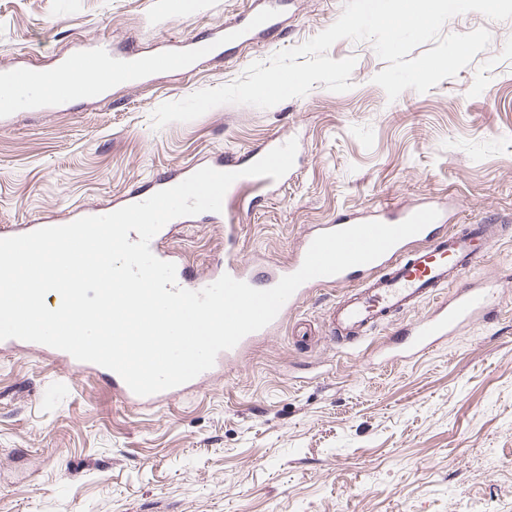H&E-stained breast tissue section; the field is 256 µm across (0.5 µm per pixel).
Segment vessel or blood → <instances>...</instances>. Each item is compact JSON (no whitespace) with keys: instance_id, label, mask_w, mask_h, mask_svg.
Wrapping results in <instances>:
<instances>
[{"instance_id":"vessel-or-blood-1","label":"vessel or blood","mask_w":512,"mask_h":512,"mask_svg":"<svg viewBox=\"0 0 512 512\" xmlns=\"http://www.w3.org/2000/svg\"><path fill=\"white\" fill-rule=\"evenodd\" d=\"M278 4L279 0H253L242 19L224 23L205 36H183L148 56L117 51L105 45L76 51L63 60L62 67L69 76L64 80L54 79V93L48 103L61 107L82 99L86 93L84 79L88 76L109 87L126 75L132 76L134 82L142 83L161 72H194L199 66L222 55L225 46L250 43L276 31L280 25ZM413 213L410 207L369 209L354 216L353 221L357 224L379 221L396 225ZM209 218L224 225V257L206 275L192 280L186 279L184 271H177L176 280L181 288L199 291L225 274L257 289L271 288L283 276L296 272L314 238L329 230L325 224L312 227L286 263L260 269L242 263L238 257V211L226 207L222 212L210 213ZM502 224V218L498 217L466 225L441 237L435 236L434 226H427L373 262L305 282L261 332L250 333L234 348L219 353L214 366L191 381L149 396H139L115 374L111 377L112 391L125 403L153 408L174 396L193 391L203 382L221 378L225 366L238 362L259 336L275 333L310 291L335 285L350 289L328 316L329 334L336 344L366 340L386 321L428 302L432 305L431 310L412 325L399 351L403 358L425 354L448 337L485 319L500 301L502 290L497 281L487 279L477 283L468 280L467 274L488 258L502 236ZM445 288L450 291L446 298L441 295ZM14 349L38 354L51 364L71 370L93 373L100 370L97 364L76 360L69 353L47 345L14 338L0 340L1 351Z\"/></svg>"}]
</instances>
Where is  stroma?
Listing matches in <instances>:
<instances>
[{"mask_svg":"<svg viewBox=\"0 0 512 512\" xmlns=\"http://www.w3.org/2000/svg\"><path fill=\"white\" fill-rule=\"evenodd\" d=\"M344 0H289L261 43L183 76L117 84L101 97L0 124V227L107 207L152 180L271 137L304 157L276 192L243 186L239 256L281 264L316 224L381 204L445 202L457 227L512 215V19L450 18L443 34L484 28L486 49L428 92L388 100L370 41L328 51L355 58L343 93L314 83L271 108L225 104L155 127L160 105L240 78L255 62L330 27ZM247 0H203L165 20L159 0H0V69L51 72L78 48L109 42L142 55L241 17ZM188 274L224 252V231L192 216L165 243ZM470 279L503 295L478 322L413 359L382 363L425 308L396 316L357 349L326 333L341 286L314 289L272 336L222 378L155 408L117 399L95 374L0 354V512H512V226Z\"/></svg>","mask_w":512,"mask_h":512,"instance_id":"obj_1","label":"stroma"}]
</instances>
